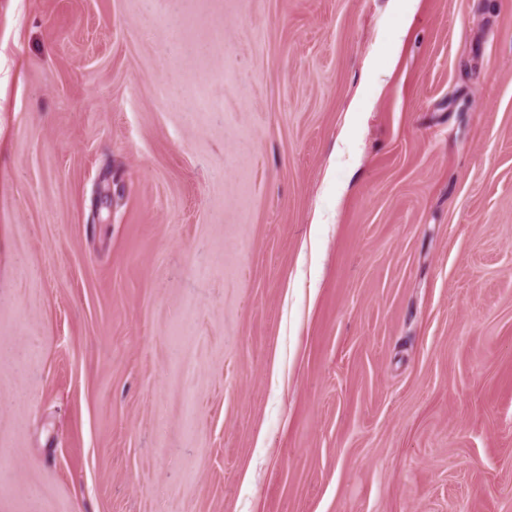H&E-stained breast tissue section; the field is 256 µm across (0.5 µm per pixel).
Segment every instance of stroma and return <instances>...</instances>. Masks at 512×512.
I'll use <instances>...</instances> for the list:
<instances>
[{
    "mask_svg": "<svg viewBox=\"0 0 512 512\" xmlns=\"http://www.w3.org/2000/svg\"><path fill=\"white\" fill-rule=\"evenodd\" d=\"M0 0V512H512V0Z\"/></svg>",
    "mask_w": 512,
    "mask_h": 512,
    "instance_id": "35a3bbf8",
    "label": "stroma"
}]
</instances>
